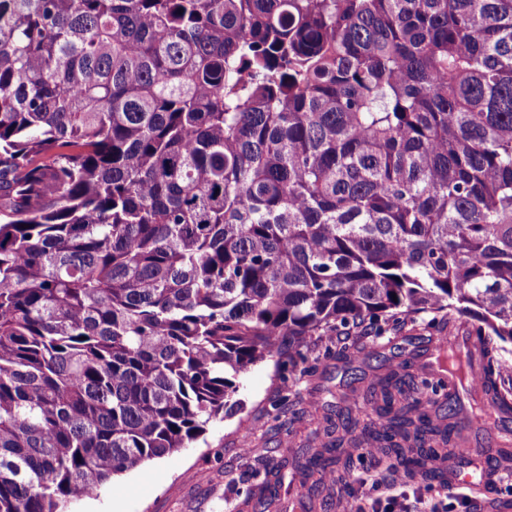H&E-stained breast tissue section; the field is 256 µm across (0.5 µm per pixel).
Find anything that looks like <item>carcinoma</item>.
<instances>
[{
  "mask_svg": "<svg viewBox=\"0 0 512 512\" xmlns=\"http://www.w3.org/2000/svg\"><path fill=\"white\" fill-rule=\"evenodd\" d=\"M463 320L351 449L448 481V400L512 414V0H0V512H64L339 328ZM512 470V444L487 449Z\"/></svg>",
  "mask_w": 512,
  "mask_h": 512,
  "instance_id": "carcinoma-1",
  "label": "carcinoma"
}]
</instances>
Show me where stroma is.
<instances>
[{
	"label": "stroma",
	"instance_id": "1",
	"mask_svg": "<svg viewBox=\"0 0 512 512\" xmlns=\"http://www.w3.org/2000/svg\"><path fill=\"white\" fill-rule=\"evenodd\" d=\"M439 317L421 313L389 326L383 337H369L365 351H339L328 337L307 341L305 361L292 364L274 356L257 363L238 380L246 402L242 418L212 421L204 438L139 470L116 476L99 495L72 504L69 512H289L288 501L304 493L313 512H349L351 495L379 497L371 475H390L382 454L355 456L345 491L301 489L291 461L333 436L346 412L369 413V385L407 361L416 378L435 369L438 350L431 337ZM406 512H502L512 504V478L498 473L493 486L467 489V502L446 496L438 482L398 481Z\"/></svg>",
	"mask_w": 512,
	"mask_h": 512
}]
</instances>
